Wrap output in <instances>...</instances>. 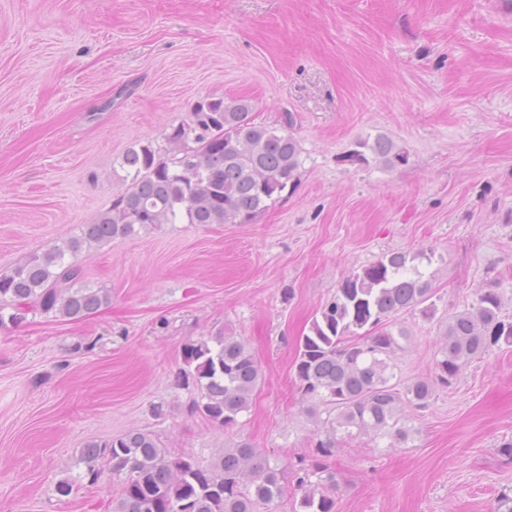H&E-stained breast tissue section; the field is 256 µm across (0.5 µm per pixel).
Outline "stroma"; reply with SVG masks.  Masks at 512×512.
Here are the masks:
<instances>
[{"mask_svg":"<svg viewBox=\"0 0 512 512\" xmlns=\"http://www.w3.org/2000/svg\"><path fill=\"white\" fill-rule=\"evenodd\" d=\"M225 96L267 125L292 115L297 185L251 224H164L83 253L107 309L0 330V512H108L118 486L74 461L133 428L203 465L244 439L310 457L297 339L385 252L432 255L435 317L394 318L401 380L432 374L441 321L477 289L497 288L512 317V0H0V270L109 207L133 142ZM379 138L407 164L349 160ZM220 331L262 372L229 429L176 381L183 345ZM400 415L407 443H337L336 512H493L512 495V348Z\"/></svg>","mask_w":512,"mask_h":512,"instance_id":"1","label":"stroma"}]
</instances>
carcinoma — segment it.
Masks as SVG:
<instances>
[{"label": "carcinoma", "instance_id": "cac0c4a2", "mask_svg": "<svg viewBox=\"0 0 512 512\" xmlns=\"http://www.w3.org/2000/svg\"><path fill=\"white\" fill-rule=\"evenodd\" d=\"M292 125L290 114L278 128L256 122L246 97H206L188 121L164 131L162 143H132L117 159L128 186L108 209L79 233L0 270V327L20 325L30 313L79 320L107 307L110 291L83 284L78 263L94 245L161 224L255 221L299 178L301 148ZM365 147L387 165L407 161L384 139L358 143L349 158L367 161ZM425 260L431 256L423 251H391L348 274L299 338L295 381L318 426L310 463L301 459L290 472L244 440L201 466L170 459L156 437L131 429L88 442L75 465L93 480L105 470L116 480L120 492L110 500L111 512H261L288 493L290 473L303 491L293 512H336V475L326 458L338 435L407 442L411 429L398 416L400 405L429 407L436 390L451 387L468 363L512 347V318L502 315L500 293L481 288L470 306L448 316L433 375L403 386L394 381L390 355L406 333L392 331V317L405 311L435 316L434 291L419 269ZM182 360L177 380L196 387L192 410L213 426L235 425L262 379L255 355L221 330L186 343Z\"/></svg>", "mask_w": 512, "mask_h": 512}]
</instances>
